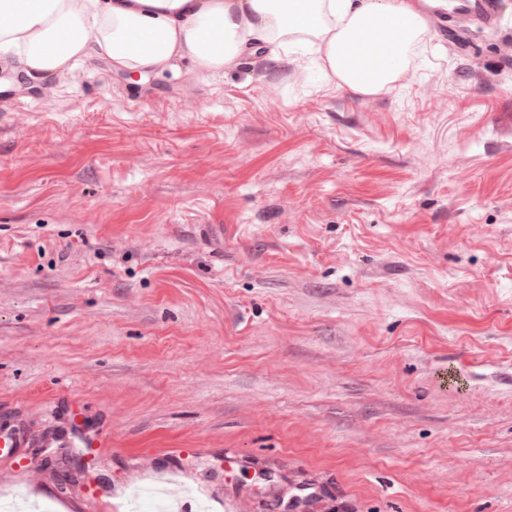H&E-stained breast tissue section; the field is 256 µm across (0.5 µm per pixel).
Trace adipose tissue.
<instances>
[{
  "label": "adipose tissue",
  "instance_id": "obj_1",
  "mask_svg": "<svg viewBox=\"0 0 512 512\" xmlns=\"http://www.w3.org/2000/svg\"><path fill=\"white\" fill-rule=\"evenodd\" d=\"M426 31L411 0H0V47L34 81L98 53L128 74L185 58L199 74L233 70L272 42L310 51L326 79L376 95L407 72Z\"/></svg>",
  "mask_w": 512,
  "mask_h": 512
}]
</instances>
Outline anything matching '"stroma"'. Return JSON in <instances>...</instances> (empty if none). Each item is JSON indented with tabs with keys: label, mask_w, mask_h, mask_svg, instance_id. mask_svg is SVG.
<instances>
[{
	"label": "stroma",
	"mask_w": 512,
	"mask_h": 512,
	"mask_svg": "<svg viewBox=\"0 0 512 512\" xmlns=\"http://www.w3.org/2000/svg\"><path fill=\"white\" fill-rule=\"evenodd\" d=\"M363 96L310 54L0 55V502L512 512V0ZM106 433L90 453L77 432ZM78 484L62 470L84 454Z\"/></svg>",
	"instance_id": "1"
}]
</instances>
